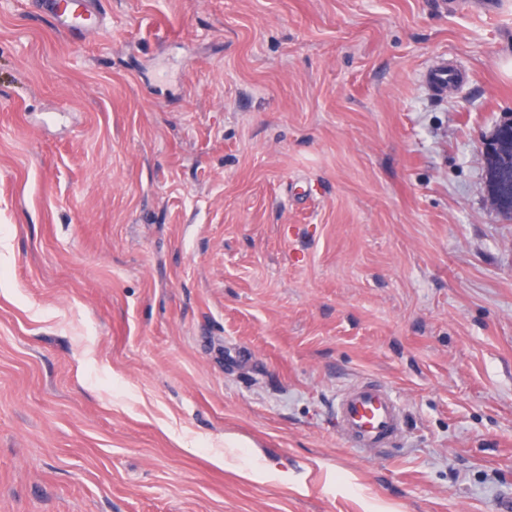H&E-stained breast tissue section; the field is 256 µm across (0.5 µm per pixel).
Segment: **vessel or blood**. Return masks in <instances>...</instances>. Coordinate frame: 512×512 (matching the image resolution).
Masks as SVG:
<instances>
[{
	"mask_svg": "<svg viewBox=\"0 0 512 512\" xmlns=\"http://www.w3.org/2000/svg\"><path fill=\"white\" fill-rule=\"evenodd\" d=\"M101 4L102 0H33L38 11L65 19V30L74 38L103 27ZM335 420L345 443L367 453L391 447L403 431L397 397L388 387L372 380L360 382L337 396Z\"/></svg>",
	"mask_w": 512,
	"mask_h": 512,
	"instance_id": "b4317fda",
	"label": "vessel or blood"
}]
</instances>
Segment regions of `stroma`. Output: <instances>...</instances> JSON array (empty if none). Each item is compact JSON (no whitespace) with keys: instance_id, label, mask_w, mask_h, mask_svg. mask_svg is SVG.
Returning a JSON list of instances; mask_svg holds the SVG:
<instances>
[{"instance_id":"stroma-1","label":"stroma","mask_w":512,"mask_h":512,"mask_svg":"<svg viewBox=\"0 0 512 512\" xmlns=\"http://www.w3.org/2000/svg\"><path fill=\"white\" fill-rule=\"evenodd\" d=\"M495 2L104 0L74 42L0 0V512L512 500ZM368 378L405 430L363 454ZM510 150L511 144L506 141H499L495 136V132L481 143L479 156L484 166L489 165L490 161L497 165V176L493 173L492 168H484L486 186H493L495 177L497 182H502L507 180L510 171L512 174ZM336 428L351 448L371 453L390 448L403 431L397 397L384 385L362 381L336 397Z\"/></svg>"}]
</instances>
